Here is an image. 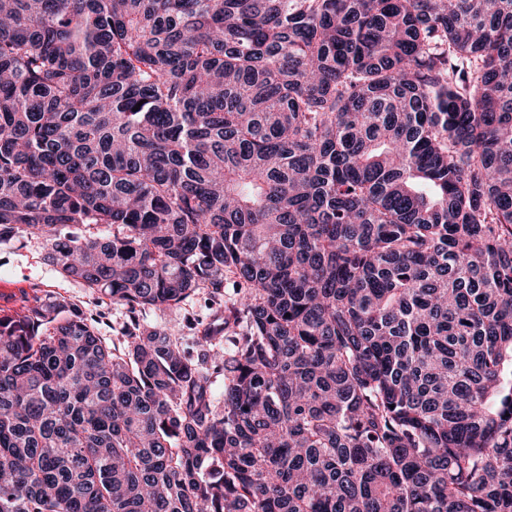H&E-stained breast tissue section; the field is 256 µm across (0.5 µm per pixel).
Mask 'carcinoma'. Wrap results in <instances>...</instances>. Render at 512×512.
Here are the masks:
<instances>
[{"label":"carcinoma","instance_id":"cac0c4a2","mask_svg":"<svg viewBox=\"0 0 512 512\" xmlns=\"http://www.w3.org/2000/svg\"><path fill=\"white\" fill-rule=\"evenodd\" d=\"M32 234L0 512H512V0H0ZM46 242L40 235L0 243L1 284L16 288L23 297L60 293L90 314L101 334L110 342L119 326L128 320L124 305L112 301L80 280L64 277L55 266L44 260ZM16 289L9 292L15 294ZM211 302L208 295L198 293L186 301L167 308L165 310H149L142 312L140 320L158 329H170L175 327V333L181 337L184 346L192 344V332L186 328L185 318L205 320L211 313Z\"/></svg>","mask_w":512,"mask_h":512}]
</instances>
